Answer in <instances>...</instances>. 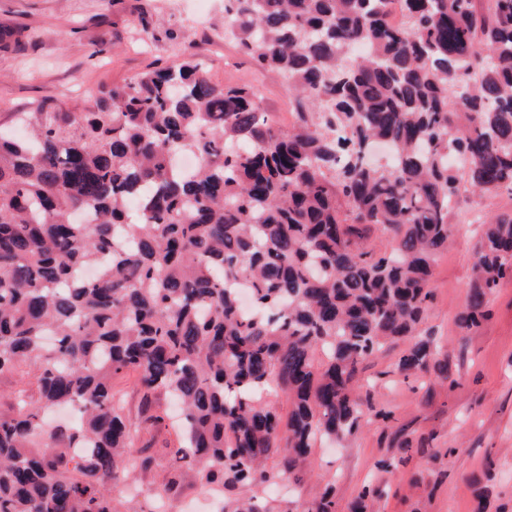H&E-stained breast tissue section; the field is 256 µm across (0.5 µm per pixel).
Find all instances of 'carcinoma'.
<instances>
[{
    "instance_id": "1",
    "label": "carcinoma",
    "mask_w": 512,
    "mask_h": 512,
    "mask_svg": "<svg viewBox=\"0 0 512 512\" xmlns=\"http://www.w3.org/2000/svg\"><path fill=\"white\" fill-rule=\"evenodd\" d=\"M224 33L286 79L290 128L185 55L0 133V374L35 365L0 413V512H138L118 464L153 471L128 452L168 398L182 423L154 495L189 484L225 493L221 512H275L268 491L317 437L361 427L362 360L403 341L410 374L439 354L417 331L450 213L512 195V0H224ZM507 276L498 215L461 327ZM130 372L137 424L112 391ZM66 406L77 421L44 429ZM309 512H336L332 490Z\"/></svg>"
}]
</instances>
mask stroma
<instances>
[{
    "mask_svg": "<svg viewBox=\"0 0 512 512\" xmlns=\"http://www.w3.org/2000/svg\"><path fill=\"white\" fill-rule=\"evenodd\" d=\"M223 28L224 0H0V125L56 104L81 111L102 88L173 65L174 34L190 42L212 82L250 85L278 126L293 125L281 75L257 69L234 41L213 38ZM508 211L511 194L471 198L453 213V240L436 258L421 332L436 339L448 378L434 368L400 373V343L365 360L361 409L384 410L390 423L374 419L341 441L317 443L303 481L275 492L281 512H304L329 482L337 512H349L366 485L382 492L376 512H512V280L491 294L479 328L458 323L481 224ZM382 459L390 468L379 467ZM152 483L138 480L135 503L147 512L213 510L197 489L157 501Z\"/></svg>",
    "mask_w": 512,
    "mask_h": 512,
    "instance_id": "35a3bbf8",
    "label": "stroma"
}]
</instances>
